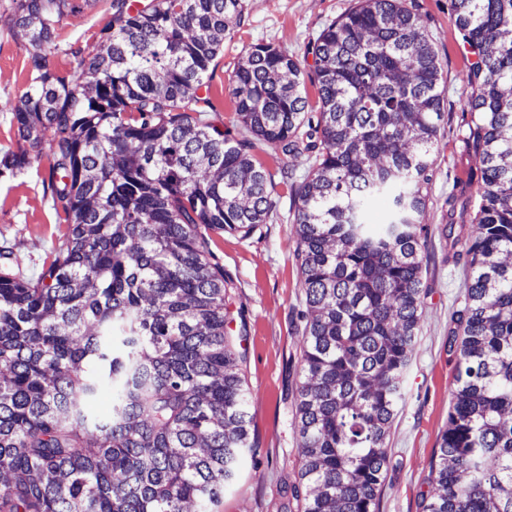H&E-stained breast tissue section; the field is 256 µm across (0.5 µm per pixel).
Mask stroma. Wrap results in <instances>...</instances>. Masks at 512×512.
I'll list each match as a JSON object with an SVG mask.
<instances>
[{
	"mask_svg": "<svg viewBox=\"0 0 512 512\" xmlns=\"http://www.w3.org/2000/svg\"><path fill=\"white\" fill-rule=\"evenodd\" d=\"M239 25L227 32L208 85L213 108L210 123L240 136L229 87L231 73L245 64L252 46L273 42L288 47L302 67H309L310 43L330 21L350 11L356 0H247ZM428 28L443 63L440 85L444 118L437 166L427 186L429 256L424 280L416 348L404 379V396L389 430V462L380 512H422L431 490V462L448 426L450 383L455 357L448 350L453 314L466 295L467 265L448 258L449 244L440 231L443 205L457 182L479 160L464 144L462 101L468 89V62L451 17L450 0H406ZM109 20L104 7H81L57 28L48 53L58 73L78 63L72 49L93 46ZM26 39L14 23L10 0H0V101L18 98L35 76L24 48ZM255 154L271 175L275 207L267 223L247 238L225 233L212 249L233 282L226 299L231 314H244L242 372L251 395L254 448L236 479L224 488L209 512H281L285 493L297 482L299 439L294 426V397L300 372L299 313L305 308L296 257L292 188L309 172L302 157L283 155L274 145L259 144ZM52 156L41 146L37 159L21 173L0 176V271L37 277L65 241L69 226L52 206L47 177Z\"/></svg>",
	"mask_w": 512,
	"mask_h": 512,
	"instance_id": "35a3bbf8",
	"label": "stroma"
}]
</instances>
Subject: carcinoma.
Wrapping results in <instances>:
<instances>
[{"instance_id": "obj_1", "label": "carcinoma", "mask_w": 512, "mask_h": 512, "mask_svg": "<svg viewBox=\"0 0 512 512\" xmlns=\"http://www.w3.org/2000/svg\"><path fill=\"white\" fill-rule=\"evenodd\" d=\"M99 1L110 12L100 41L61 76L47 50L79 7L11 0L37 76L0 111L31 148L48 138V188L69 234L38 279L0 272V512H184L223 497L254 444L211 243L269 218L260 142L312 163L293 189L305 381L291 500L301 512H379L427 295L423 187L443 67L425 25L401 0H358L321 31L307 71L285 47L253 46L229 77L237 139L204 120L202 89L246 0H84ZM452 10L472 55L462 112L480 167L443 214L469 278L423 512H512V0ZM32 159L5 152L0 175ZM382 193L393 207L372 226L366 204ZM105 388L111 413L97 419L88 404Z\"/></svg>"}]
</instances>
